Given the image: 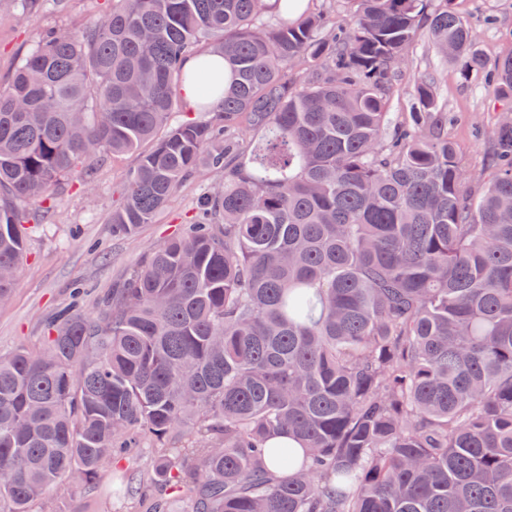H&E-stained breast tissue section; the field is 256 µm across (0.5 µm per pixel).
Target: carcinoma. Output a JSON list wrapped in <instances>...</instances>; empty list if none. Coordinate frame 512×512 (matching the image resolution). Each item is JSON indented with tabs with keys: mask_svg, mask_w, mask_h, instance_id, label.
<instances>
[{
	"mask_svg": "<svg viewBox=\"0 0 512 512\" xmlns=\"http://www.w3.org/2000/svg\"><path fill=\"white\" fill-rule=\"evenodd\" d=\"M346 2L338 25L310 0H112L0 87V304L26 207L42 223L99 158L135 156L125 237L222 177L95 316L0 353V512H61L59 483L134 449L151 469L115 493L184 512H512V116L474 196L434 76L389 112L424 37L511 97L512 56L488 65L454 0ZM191 58L202 115L173 124Z\"/></svg>",
	"mask_w": 512,
	"mask_h": 512,
	"instance_id": "obj_1",
	"label": "carcinoma"
}]
</instances>
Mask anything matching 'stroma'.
Returning <instances> with one entry per match:
<instances>
[{
    "mask_svg": "<svg viewBox=\"0 0 512 512\" xmlns=\"http://www.w3.org/2000/svg\"><path fill=\"white\" fill-rule=\"evenodd\" d=\"M104 0H42L34 19L21 17L10 0H0V84L6 83L20 57L50 27H82L100 20ZM489 62L512 56V0H455ZM432 73L437 97L448 113V135L459 143L461 160L472 183L487 176L490 151L479 130L491 129L512 113V99L498 98L484 79L464 76L458 63L440 57L428 42H420L399 77L391 110L401 114L418 76ZM133 158L98 165L90 189L66 185L43 226L27 245L18 284L7 305L0 307V350L40 341L46 321L58 310L72 307L92 315L98 298L137 265L149 249L180 232L205 188L218 175L201 170L178 189L155 223L132 237L116 236L110 223ZM56 495L66 512H135L131 503L108 504L92 491L59 485Z\"/></svg>",
    "mask_w": 512,
    "mask_h": 512,
    "instance_id": "stroma-1",
    "label": "stroma"
}]
</instances>
